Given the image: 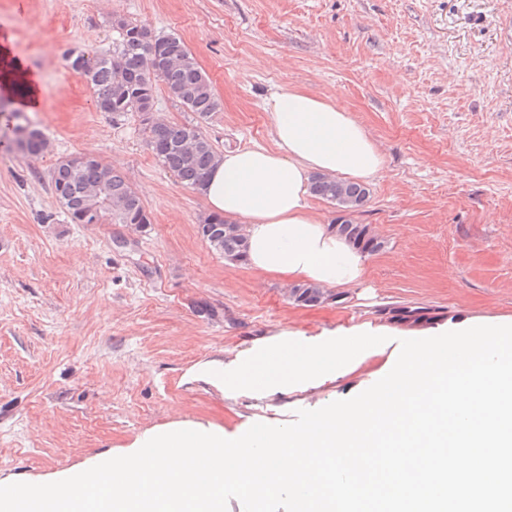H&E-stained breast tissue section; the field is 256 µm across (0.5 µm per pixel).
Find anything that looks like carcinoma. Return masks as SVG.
<instances>
[{
    "label": "carcinoma",
    "mask_w": 512,
    "mask_h": 512,
    "mask_svg": "<svg viewBox=\"0 0 512 512\" xmlns=\"http://www.w3.org/2000/svg\"><path fill=\"white\" fill-rule=\"evenodd\" d=\"M112 28L118 34L112 51L75 49L66 53L64 60L74 69L82 65L99 112H108L114 118L130 112H152L160 84L192 112L194 121L174 123L152 118L142 120V124L148 146L162 165L184 186L200 188L218 155L198 125V120L208 119L220 109L211 82L180 37L156 36L145 26L124 18L114 20ZM151 64L156 66L157 75L148 82L140 81V72ZM51 185L53 192H62L65 202L60 208L74 224L82 223L83 212L91 208L99 212L104 224H134L139 229L152 224L150 212L124 174L96 157L75 168L59 160ZM311 191L350 215L333 223L336 234L363 252L382 249L383 241L371 225L352 218L369 199L366 186L319 174L312 179ZM224 225L223 218L209 216L197 225V233L211 250L229 261L240 262L246 255L245 234L240 230L226 232ZM294 290V301L303 305H318L328 299L313 284H296ZM396 318L417 324L429 321L431 316L426 308L402 307L396 310Z\"/></svg>",
    "instance_id": "obj_1"
}]
</instances>
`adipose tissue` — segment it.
Listing matches in <instances>:
<instances>
[{"mask_svg":"<svg viewBox=\"0 0 512 512\" xmlns=\"http://www.w3.org/2000/svg\"><path fill=\"white\" fill-rule=\"evenodd\" d=\"M11 42L0 33V96L21 110L41 111V79ZM268 108L274 148L219 154L201 188L211 213L243 225L246 263L259 274L322 288L359 284L368 256L312 212L310 180L316 173L371 180L383 166L381 154L340 100L291 87L274 93ZM385 333L369 325L339 335L281 332L229 362L200 366L191 377L230 398L285 396L353 371L374 355L373 343Z\"/></svg>","mask_w":512,"mask_h":512,"instance_id":"ef3b65f1","label":"adipose tissue"}]
</instances>
